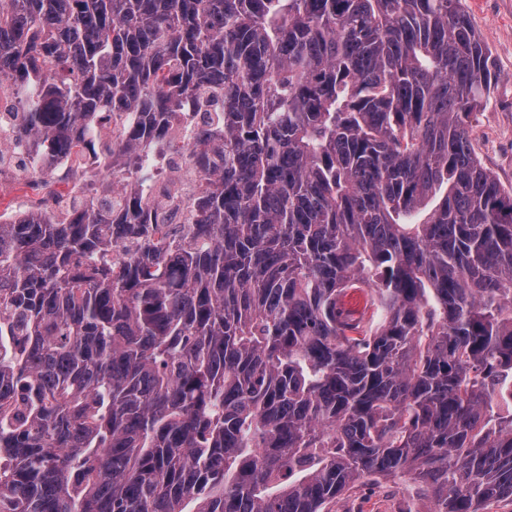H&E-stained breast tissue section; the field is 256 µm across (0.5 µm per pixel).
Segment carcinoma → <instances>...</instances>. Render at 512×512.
<instances>
[{
	"mask_svg": "<svg viewBox=\"0 0 512 512\" xmlns=\"http://www.w3.org/2000/svg\"><path fill=\"white\" fill-rule=\"evenodd\" d=\"M1 77L0 168L98 167L0 221V512L512 502V188L461 0H0ZM190 107L180 224L142 185ZM404 491L402 488L393 486L391 484H380L372 481H363L356 484L353 491L347 496V498L341 503L354 499L361 500L362 504H369L371 501H379V495L384 493L396 494ZM340 505V506H341Z\"/></svg>",
	"mask_w": 512,
	"mask_h": 512,
	"instance_id": "cac0c4a2",
	"label": "carcinoma"
}]
</instances>
